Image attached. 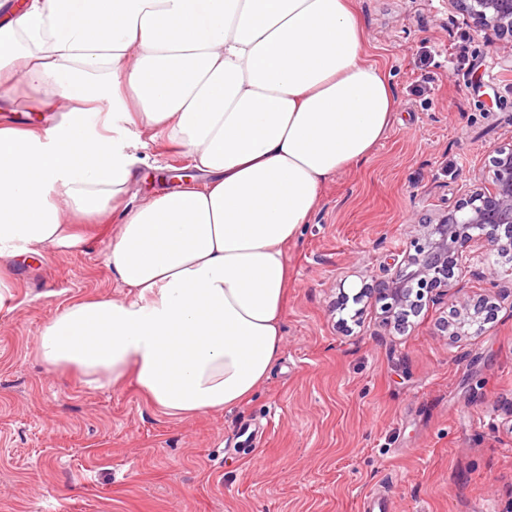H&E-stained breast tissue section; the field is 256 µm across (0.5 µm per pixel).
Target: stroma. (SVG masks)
<instances>
[{
	"instance_id": "obj_1",
	"label": "stroma",
	"mask_w": 512,
	"mask_h": 512,
	"mask_svg": "<svg viewBox=\"0 0 512 512\" xmlns=\"http://www.w3.org/2000/svg\"><path fill=\"white\" fill-rule=\"evenodd\" d=\"M364 58L398 113L370 156L339 172L288 250L283 350L230 411L178 420L133 382L93 388L48 370L43 326L70 304L127 290L105 257L118 222L79 225L75 250L12 262L0 311V512H512V311L476 336L442 332L447 305L407 327L371 294L383 268L512 145V56L444 0H355ZM431 59H423V47ZM137 137L130 207L184 186L186 148ZM467 293L512 258L481 242Z\"/></svg>"
}]
</instances>
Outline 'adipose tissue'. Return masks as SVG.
Segmentation results:
<instances>
[{
	"label": "adipose tissue",
	"mask_w": 512,
	"mask_h": 512,
	"mask_svg": "<svg viewBox=\"0 0 512 512\" xmlns=\"http://www.w3.org/2000/svg\"><path fill=\"white\" fill-rule=\"evenodd\" d=\"M18 77L57 118L0 126V307L12 259L120 214L106 263L129 295L69 305L41 362L96 388L134 379L175 419L247 400L282 351L289 247L394 120L353 0H19L0 93ZM136 127L186 148L201 182L128 207Z\"/></svg>",
	"instance_id": "1"
}]
</instances>
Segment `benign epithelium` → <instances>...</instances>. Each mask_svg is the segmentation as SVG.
I'll return each instance as SVG.
<instances>
[{
    "label": "benign epithelium",
    "mask_w": 512,
    "mask_h": 512,
    "mask_svg": "<svg viewBox=\"0 0 512 512\" xmlns=\"http://www.w3.org/2000/svg\"><path fill=\"white\" fill-rule=\"evenodd\" d=\"M448 5L512 52V0H448ZM490 163L491 180H475L456 206L436 223L423 225V233L409 241L395 272L378 283L377 297L388 300L397 322L419 313L423 297L439 305L462 292L451 279L454 269L471 268L472 244L484 239L512 250V145L494 150ZM459 304L452 336L469 335V327L490 322L497 312L487 296L463 298Z\"/></svg>",
    "instance_id": "benign-epithelium-1"
}]
</instances>
